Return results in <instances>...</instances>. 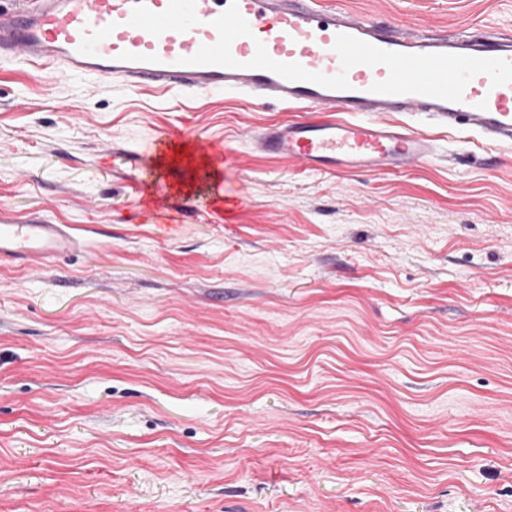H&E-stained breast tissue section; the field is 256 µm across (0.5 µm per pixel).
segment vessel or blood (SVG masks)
Segmentation results:
<instances>
[{
    "instance_id": "vessel-or-blood-1",
    "label": "vessel or blood",
    "mask_w": 512,
    "mask_h": 512,
    "mask_svg": "<svg viewBox=\"0 0 512 512\" xmlns=\"http://www.w3.org/2000/svg\"><path fill=\"white\" fill-rule=\"evenodd\" d=\"M0 57L314 110L251 146L321 173L398 174L433 158L431 136L393 124L405 112L512 140V37L370 22L323 0H0ZM79 247L63 225L0 219V262Z\"/></svg>"
}]
</instances>
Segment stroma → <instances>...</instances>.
I'll list each match as a JSON object with an SVG mask.
<instances>
[{
  "mask_svg": "<svg viewBox=\"0 0 512 512\" xmlns=\"http://www.w3.org/2000/svg\"><path fill=\"white\" fill-rule=\"evenodd\" d=\"M512 36V0H338ZM282 106L0 59V512H512V141L340 176L251 151ZM203 144L221 179L150 160ZM79 248L80 241L63 224H18L0 218V263L41 264Z\"/></svg>",
  "mask_w": 512,
  "mask_h": 512,
  "instance_id": "obj_1",
  "label": "stroma"
}]
</instances>
